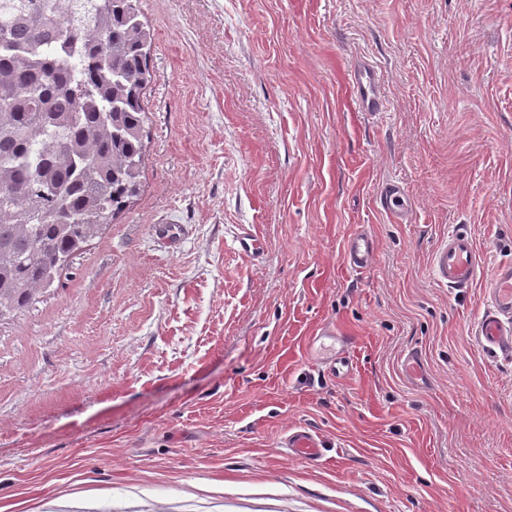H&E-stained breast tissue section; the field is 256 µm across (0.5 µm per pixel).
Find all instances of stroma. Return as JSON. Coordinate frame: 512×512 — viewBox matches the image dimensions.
<instances>
[{
    "label": "stroma",
    "mask_w": 512,
    "mask_h": 512,
    "mask_svg": "<svg viewBox=\"0 0 512 512\" xmlns=\"http://www.w3.org/2000/svg\"><path fill=\"white\" fill-rule=\"evenodd\" d=\"M139 7L142 191L0 322V512H512V358L477 340L481 288L429 271L462 224L485 269L512 259V0ZM360 58L387 72L375 122ZM391 178L411 223L375 206ZM360 227L379 251L355 273ZM328 322L344 377L308 351ZM296 426L318 461L282 448ZM351 86L356 104L365 117L375 118L383 109L380 95V76L366 63H358L351 71ZM378 245L375 237L367 231L351 233L345 241L344 261L349 270L368 269L376 261ZM284 448H288L289 456L307 461L320 458L325 444L316 432L307 428L295 427L288 431V436L284 440Z\"/></svg>",
    "instance_id": "obj_1"
}]
</instances>
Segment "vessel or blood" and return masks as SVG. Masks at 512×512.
Returning a JSON list of instances; mask_svg holds the SVG:
<instances>
[{
	"instance_id": "b4317fda",
	"label": "vessel or blood",
	"mask_w": 512,
	"mask_h": 512,
	"mask_svg": "<svg viewBox=\"0 0 512 512\" xmlns=\"http://www.w3.org/2000/svg\"><path fill=\"white\" fill-rule=\"evenodd\" d=\"M350 81L360 112L368 118L378 116L383 101L377 71L369 64H356ZM375 202L391 223H411L412 209L402 183L383 182L376 192ZM377 251L378 245L371 233H351L345 242V265L352 271L371 268ZM430 269L440 286L460 292L480 286L485 299L476 327L480 342L489 352L512 354V260L498 262L490 276H483L481 257L471 233L458 227L436 245L430 257ZM284 446L289 456L307 461L321 457L324 441L316 432L296 427L289 431Z\"/></svg>"
}]
</instances>
